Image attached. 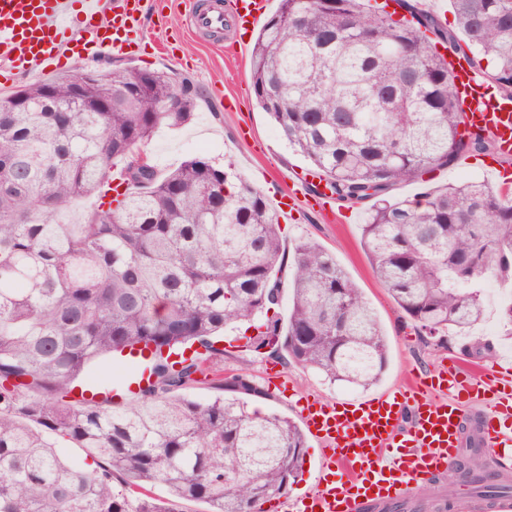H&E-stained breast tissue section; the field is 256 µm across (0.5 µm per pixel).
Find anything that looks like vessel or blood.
Returning <instances> with one entry per match:
<instances>
[{"label": "vessel or blood", "instance_id": "b4317fda", "mask_svg": "<svg viewBox=\"0 0 512 512\" xmlns=\"http://www.w3.org/2000/svg\"><path fill=\"white\" fill-rule=\"evenodd\" d=\"M270 0H229L193 6L192 25L222 32L225 17L238 30L257 26ZM144 0H0V77L45 73L66 54L68 30L83 31L78 52L96 57L142 39ZM457 103L467 128L489 133L500 153L512 157V101L501 99L472 71L467 58L447 55ZM493 397L476 430L491 467L512 461V369L466 373L445 365L401 388L354 400L305 397L299 402L309 433L324 445L315 492L282 498L278 512H415L418 485L440 482L465 445V407L481 393Z\"/></svg>", "mask_w": 512, "mask_h": 512}]
</instances>
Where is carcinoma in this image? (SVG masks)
I'll use <instances>...</instances> for the list:
<instances>
[{
    "instance_id": "carcinoma-1",
    "label": "carcinoma",
    "mask_w": 512,
    "mask_h": 512,
    "mask_svg": "<svg viewBox=\"0 0 512 512\" xmlns=\"http://www.w3.org/2000/svg\"><path fill=\"white\" fill-rule=\"evenodd\" d=\"M396 3L411 19L366 0H279L250 77L309 172L342 203L371 202L362 246L415 328L467 338L488 310L484 282L512 287V189L473 178L411 199L390 191L461 154L497 150L460 131L438 45L512 95V0H451L456 32ZM79 74L0 95V512H172L149 486L206 512H260L288 495L306 436L250 408L268 396L252 374H217L221 333L252 330L246 350L283 352L365 389L387 364L383 327L320 243L303 238L286 254L278 213L232 161L192 157L161 176L141 154L159 128L192 119L199 86L154 71L144 88L143 70L110 62L90 96H136L85 112L73 98ZM47 87L61 111L38 109ZM170 94L178 109L163 112ZM126 349L151 361L133 400L72 399L91 361ZM208 380L213 399L185 394ZM53 437L92 462L67 461Z\"/></svg>"
}]
</instances>
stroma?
Masks as SVG:
<instances>
[{"label":"stroma","mask_w":512,"mask_h":512,"mask_svg":"<svg viewBox=\"0 0 512 512\" xmlns=\"http://www.w3.org/2000/svg\"><path fill=\"white\" fill-rule=\"evenodd\" d=\"M189 2L162 0L141 43L122 58L123 63L142 70L162 69L175 79H192L204 91L193 119L178 128L159 129L145 145V153L153 158L162 174L193 156L206 157L218 166L229 159L266 196L287 194L295 174L306 170L307 163L288 148L270 116L257 104L250 79L249 49L234 47L232 28H225L218 37L191 29ZM472 177L489 181L493 175L482 167L480 158L474 157L469 164L456 162L399 184L391 195L403 199ZM341 211L346 214V221L331 223L321 212L301 207L294 222L281 223L282 243L289 251L301 238L315 239L335 255L350 278L363 289L386 331L389 346L387 365L380 381L370 387V394L395 389L409 377L431 373L444 363L456 362L476 371L512 359V340L507 339L493 308L474 330L476 336L488 339L493 348L491 357H467L462 339L454 335L448 336L442 348L418 335L412 321L381 285L364 253L360 227L366 215L365 205L346 203ZM220 347L224 351L220 366L225 373L246 371L264 384L268 381L267 371L272 368L280 371L289 386L300 393L329 401L354 395L353 390L329 385L286 357L259 356L246 351L239 331H226ZM134 370L129 358L103 357L90 365L82 381L100 391L117 392L126 387Z\"/></svg>","instance_id":"35a3bbf8"}]
</instances>
